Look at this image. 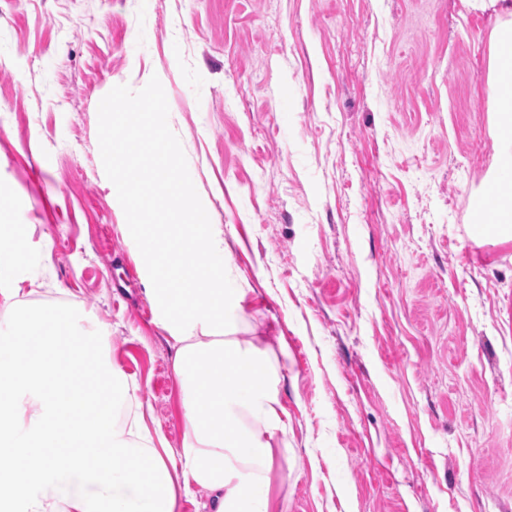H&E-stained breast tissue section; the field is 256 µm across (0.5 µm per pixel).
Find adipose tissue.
I'll list each match as a JSON object with an SVG mask.
<instances>
[{"label":"adipose tissue","mask_w":512,"mask_h":512,"mask_svg":"<svg viewBox=\"0 0 512 512\" xmlns=\"http://www.w3.org/2000/svg\"><path fill=\"white\" fill-rule=\"evenodd\" d=\"M493 8L488 39L490 132L512 123V0H465ZM100 112L118 122L147 115L160 137L111 136L107 149L113 186L125 200L149 184L137 161L173 157L168 113L143 98ZM487 179L503 237L512 236V139L500 141ZM176 208L172 224L131 230L150 273L146 296L172 347L184 393L181 447L151 433L138 387L110 355L108 331L68 304L30 300L24 269L25 231L4 223L22 198L0 192V512H176L192 488L206 491L209 512H275L270 474L274 448L288 435L281 399L287 358L234 334L243 289L224 279V243L211 213L196 198L190 175L168 182Z\"/></svg>","instance_id":"ef3b65f1"}]
</instances>
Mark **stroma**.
<instances>
[{"label": "stroma", "instance_id": "35a3bbf8", "mask_svg": "<svg viewBox=\"0 0 512 512\" xmlns=\"http://www.w3.org/2000/svg\"><path fill=\"white\" fill-rule=\"evenodd\" d=\"M491 12L462 0H0V191L38 301L91 313L149 429L184 436L112 188L108 94L158 95L245 290L288 351L281 512H512V241L475 223ZM51 166L41 170L37 156Z\"/></svg>", "mask_w": 512, "mask_h": 512}]
</instances>
